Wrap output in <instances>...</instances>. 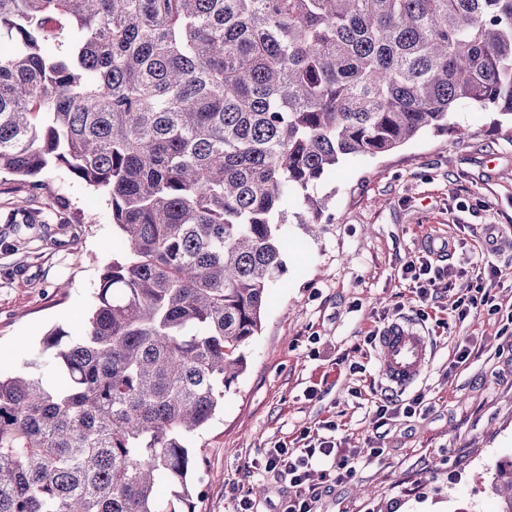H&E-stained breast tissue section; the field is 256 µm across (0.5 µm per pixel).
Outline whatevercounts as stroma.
I'll list each match as a JSON object with an SVG mask.
<instances>
[{
    "mask_svg": "<svg viewBox=\"0 0 512 512\" xmlns=\"http://www.w3.org/2000/svg\"><path fill=\"white\" fill-rule=\"evenodd\" d=\"M449 122L470 138L426 132L393 153L341 165L315 193L329 219L309 235L285 224L288 248L270 290L262 330L245 348L247 368L192 440L201 459L196 512H284L289 488L266 466L268 449L295 448L302 432L336 424L344 448L380 446L356 475L318 484L317 512H497L494 466L512 460V327L484 313L450 315L471 277L421 303L403 265L427 244L453 241L449 261L496 266L491 293L512 310V123L459 106ZM28 179L0 174V213L40 211L37 252H11L0 223V369L42 349L47 333L79 334L92 314L118 229L107 196L52 166ZM399 318L433 342L423 381L401 393L378 374L372 336ZM473 337L470 361L449 357ZM422 398V410L374 428L373 410Z\"/></svg>",
    "mask_w": 512,
    "mask_h": 512,
    "instance_id": "35a3bbf8",
    "label": "stroma"
}]
</instances>
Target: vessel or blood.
I'll return each mask as SVG.
<instances>
[{
    "mask_svg": "<svg viewBox=\"0 0 512 512\" xmlns=\"http://www.w3.org/2000/svg\"><path fill=\"white\" fill-rule=\"evenodd\" d=\"M377 354L379 375L386 387L404 391L422 379L432 358L433 345L415 324L401 320L381 331Z\"/></svg>",
    "mask_w": 512,
    "mask_h": 512,
    "instance_id": "b4317fda",
    "label": "vessel or blood"
}]
</instances>
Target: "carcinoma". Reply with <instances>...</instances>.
I'll return each mask as SVG.
<instances>
[{"label": "carcinoma", "mask_w": 512, "mask_h": 512, "mask_svg": "<svg viewBox=\"0 0 512 512\" xmlns=\"http://www.w3.org/2000/svg\"><path fill=\"white\" fill-rule=\"evenodd\" d=\"M3 37L0 173L105 193L121 257L53 380L0 374V512H196L191 440L246 370L289 209L321 224L341 163L464 138L460 104L512 118V0H0ZM493 488L512 512V464Z\"/></svg>", "instance_id": "obj_1"}]
</instances>
